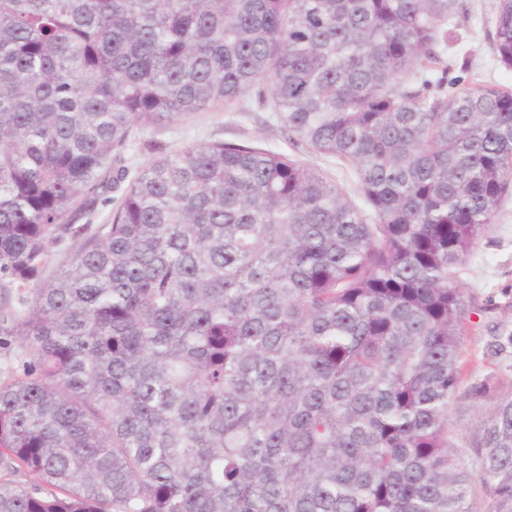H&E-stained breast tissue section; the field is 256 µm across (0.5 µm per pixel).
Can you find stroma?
Returning a JSON list of instances; mask_svg holds the SVG:
<instances>
[{
    "instance_id": "stroma-1",
    "label": "stroma",
    "mask_w": 512,
    "mask_h": 512,
    "mask_svg": "<svg viewBox=\"0 0 512 512\" xmlns=\"http://www.w3.org/2000/svg\"><path fill=\"white\" fill-rule=\"evenodd\" d=\"M463 3L466 16L459 22L457 42L448 48L452 66L446 81L461 76L469 82L512 88V69L498 62L491 41L497 0ZM148 142L156 143V150H145ZM211 142L244 144L287 155L317 169L351 201L362 200L350 166L293 145L282 134L272 112L251 98L194 112L173 124L141 130L124 152V164L135 175L150 166L159 154ZM457 280L469 317L461 340L460 386L448 407V437L468 467L474 469L482 454L484 421L496 399L512 395V348L498 355L491 348L495 337L512 334V198L501 204L493 224L459 268ZM484 379L492 383V399H471L467 393L469 386Z\"/></svg>"
}]
</instances>
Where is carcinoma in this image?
Masks as SVG:
<instances>
[{"mask_svg":"<svg viewBox=\"0 0 512 512\" xmlns=\"http://www.w3.org/2000/svg\"><path fill=\"white\" fill-rule=\"evenodd\" d=\"M462 11L0 0V471L37 479L0 512H512V395L478 473L448 439L455 269L512 196V88L442 90ZM492 38L512 69V0ZM249 95L366 208L241 144L128 178L135 132Z\"/></svg>","mask_w":512,"mask_h":512,"instance_id":"1","label":"carcinoma"}]
</instances>
